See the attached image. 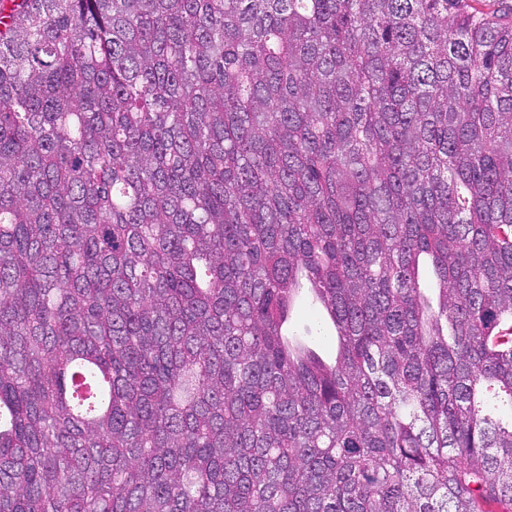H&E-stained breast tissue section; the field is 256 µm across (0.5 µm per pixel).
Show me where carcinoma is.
I'll return each mask as SVG.
<instances>
[{
  "mask_svg": "<svg viewBox=\"0 0 512 512\" xmlns=\"http://www.w3.org/2000/svg\"><path fill=\"white\" fill-rule=\"evenodd\" d=\"M475 2L0 3V512H512V3ZM305 282L331 363L283 334Z\"/></svg>",
  "mask_w": 512,
  "mask_h": 512,
  "instance_id": "carcinoma-1",
  "label": "carcinoma"
}]
</instances>
